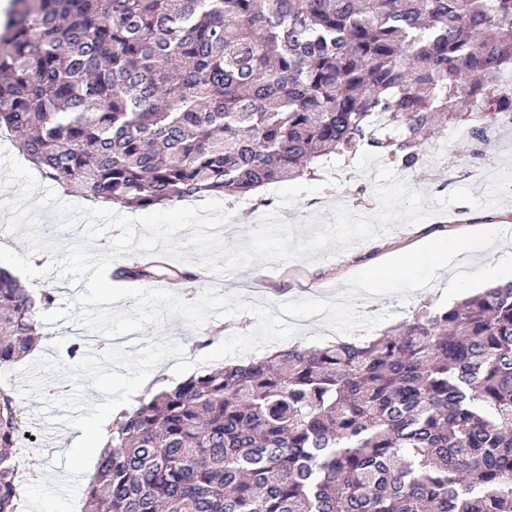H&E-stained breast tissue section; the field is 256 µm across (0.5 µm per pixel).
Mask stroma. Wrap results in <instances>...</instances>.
<instances>
[{"label": "stroma", "instance_id": "obj_1", "mask_svg": "<svg viewBox=\"0 0 512 512\" xmlns=\"http://www.w3.org/2000/svg\"><path fill=\"white\" fill-rule=\"evenodd\" d=\"M424 160L418 169L403 168L400 163L385 159V166L412 190L430 197H441L461 188H471L475 197H483L481 181L484 176L499 169L512 171V129L505 128L492 136L485 149L484 158H475L463 131L452 126L441 129L437 137L425 142ZM356 155L333 157L327 169L316 170L308 176L311 184L324 183L321 193L301 195L288 207H280L276 185L262 189L263 204L257 209L243 207L231 211V231L227 244L245 241L249 231L256 228L261 218L278 212L281 221L294 228H302L306 220L320 216L332 220V209L345 205L352 212L372 216L377 214L380 203L375 194L374 173L363 174L356 169ZM334 177V185H327V177ZM481 209L457 203L443 211L431 212L417 223L397 221L376 238L359 242L345 251L333 248L319 251L312 259H293L284 263L265 265L254 263L225 276L212 273L205 278L189 281L177 294L185 301L197 300L207 289L215 288L223 294H235L243 301L269 305L274 314L295 324L294 336L274 342L273 346L249 352V359H260L273 349L291 346L317 348L333 342L335 336L349 340H363L379 333L390 325L404 321L411 311L428 303L435 308H447L459 301L461 292L449 290L448 285L458 276H472V291L484 287L482 271L494 264L501 255H512V233L500 234L492 247L482 252L463 253L451 260L448 266L421 273L420 285L413 286L399 279H392L381 293L360 291L353 287L351 278L365 266L383 261L394 252L414 250L419 241L433 231L448 236L467 238ZM256 327L254 316L242 313L231 318L212 317L201 327L193 328L182 318L166 322L164 327L147 326L139 337L143 340L171 339L178 342L190 360L195 363V373H202L200 358L235 333H249ZM50 338L41 348L31 353V360L53 357L68 345L90 341L95 354H102L112 346V339L82 328L71 321L58 320L46 325ZM40 401L30 398L19 402L22 417L31 437L20 440L33 458L35 479L30 483V496L25 512H44L48 502L63 498L69 512H80L85 485L71 471V452L63 440L68 426L54 424L37 413Z\"/></svg>", "mask_w": 512, "mask_h": 512}]
</instances>
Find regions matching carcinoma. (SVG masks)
<instances>
[{
  "instance_id": "cac0c4a2",
  "label": "carcinoma",
  "mask_w": 512,
  "mask_h": 512,
  "mask_svg": "<svg viewBox=\"0 0 512 512\" xmlns=\"http://www.w3.org/2000/svg\"><path fill=\"white\" fill-rule=\"evenodd\" d=\"M0 129L41 175L145 210L245 197L366 146L512 121V0H13ZM111 277L199 278L164 262ZM0 268V367L46 337ZM17 399L0 390V512ZM81 512H512V282L378 336L195 374L114 417Z\"/></svg>"
}]
</instances>
